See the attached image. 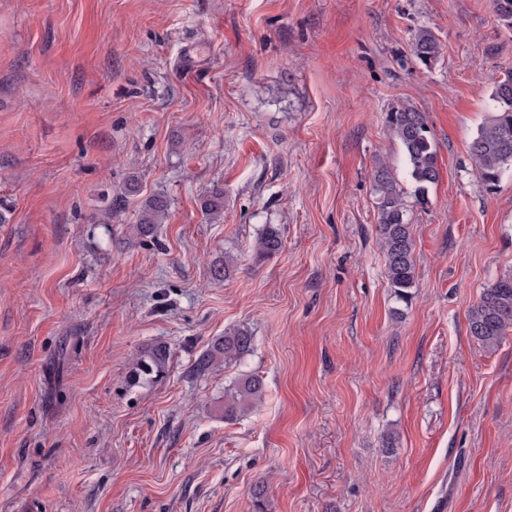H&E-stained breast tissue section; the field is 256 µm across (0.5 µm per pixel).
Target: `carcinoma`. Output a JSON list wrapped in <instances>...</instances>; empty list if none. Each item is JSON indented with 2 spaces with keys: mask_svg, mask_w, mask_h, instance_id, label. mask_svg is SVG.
Returning a JSON list of instances; mask_svg holds the SVG:
<instances>
[{
  "mask_svg": "<svg viewBox=\"0 0 512 512\" xmlns=\"http://www.w3.org/2000/svg\"><path fill=\"white\" fill-rule=\"evenodd\" d=\"M498 23L512 33V0H493ZM413 54L423 65L432 64L441 54L442 45L435 33L422 26L415 30ZM493 108L473 137L469 152L472 163L486 190L496 188L502 175L512 168V69L508 70L490 94ZM391 135L399 142L406 178L414 187L415 201H426L431 185L439 178L437 151L426 113L410 103H402L385 115ZM375 183L378 213L377 242L383 254L386 276L396 301L408 304L415 286L414 240L410 225L405 221L406 202L393 167L380 160L376 164ZM205 213L218 217L224 209V189L210 187L203 200ZM168 202L161 195L148 198L140 211L133 232L150 237L155 227L165 220ZM282 249L281 237L275 229L264 228L253 245L258 262L276 256ZM468 331L472 338L487 349L499 346L507 331L512 329V276L499 278L485 289L468 314ZM254 344L247 328H236L214 339L191 364V372L201 376L222 365L240 361ZM169 359V349L156 343L138 354L133 363L134 378L161 377ZM265 383L257 374L244 375L224 389L220 411L224 420H237L262 405Z\"/></svg>",
  "mask_w": 512,
  "mask_h": 512,
  "instance_id": "obj_1",
  "label": "carcinoma"
}]
</instances>
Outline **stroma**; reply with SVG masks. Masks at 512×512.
Listing matches in <instances>:
<instances>
[{"label":"stroma","instance_id":"stroma-1","mask_svg":"<svg viewBox=\"0 0 512 512\" xmlns=\"http://www.w3.org/2000/svg\"><path fill=\"white\" fill-rule=\"evenodd\" d=\"M510 69L492 0H0V512H512V332L490 350L467 322L512 275V169L489 192L469 158ZM404 102L439 179L423 206L403 186L402 308L373 167L403 168ZM155 194L168 215L137 237ZM237 327L251 352L190 375ZM158 342L165 378L129 386ZM245 373L264 402L224 422ZM412 41L414 56L425 66L432 64L441 54L442 45L435 33L428 27L417 28ZM282 249L281 237L274 228H264L255 239L253 254L257 262H263L276 256Z\"/></svg>","mask_w":512,"mask_h":512}]
</instances>
